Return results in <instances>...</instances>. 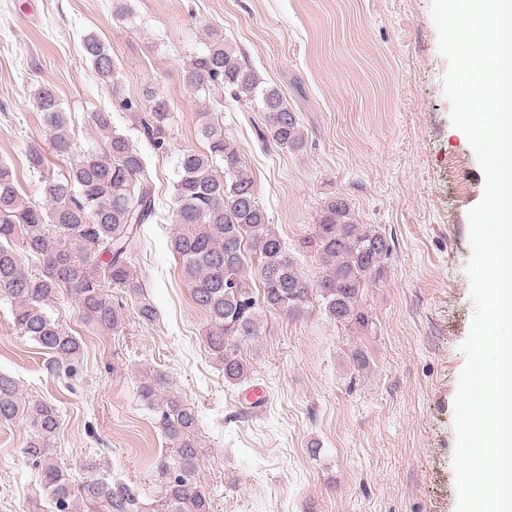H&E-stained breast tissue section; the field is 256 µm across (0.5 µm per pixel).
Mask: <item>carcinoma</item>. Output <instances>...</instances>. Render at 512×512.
<instances>
[{
  "mask_svg": "<svg viewBox=\"0 0 512 512\" xmlns=\"http://www.w3.org/2000/svg\"><path fill=\"white\" fill-rule=\"evenodd\" d=\"M84 50L99 78L114 81L115 66L105 47L89 37ZM182 78L195 96L227 88L236 99L259 101L268 139L287 150L306 148L302 126L280 90L263 85L224 39L208 42L206 50L183 67ZM33 105L49 129L53 153L71 166L56 178L45 169L39 150L28 151L29 168L39 174V190L50 202L46 208L22 198L12 171L0 165V294L12 304L17 334L50 355V370L69 375L80 358L82 339L46 309L59 292L71 295L84 318L102 330L114 331L125 322V297L143 322L158 319L132 269L142 226L157 215L156 189L141 152L113 128L111 113L90 114L92 124L107 138L105 147L82 149L52 90H39ZM199 117L207 150H186L178 158L177 230L170 247L180 260L193 302L207 316V346L221 364L224 379L238 384L250 377V368L237 343L259 335L268 311L299 316L316 299L337 323L351 329L368 327L372 316L364 290L381 277L392 248L385 234L354 222L345 198L331 197L302 240L322 261V274L314 281L302 277L269 224L254 180L239 148L225 135L224 124L206 110ZM170 121L162 100L154 101L140 118V133L157 153L167 151ZM23 252L35 258L34 268L25 265ZM136 394L154 412L173 450L171 459L158 463L162 496L151 511L139 488L112 480L95 459L83 463L87 477L74 484L52 456L60 425L58 407L46 400H25L16 380L0 373V421H19L29 428L25 453L49 496L51 512H74L77 499L96 512H213L210 493L197 480L194 409L168 389L161 375L143 376Z\"/></svg>",
  "mask_w": 512,
  "mask_h": 512,
  "instance_id": "obj_1",
  "label": "carcinoma"
}]
</instances>
